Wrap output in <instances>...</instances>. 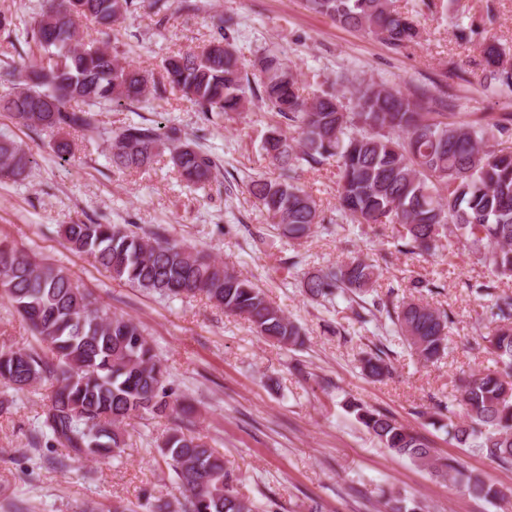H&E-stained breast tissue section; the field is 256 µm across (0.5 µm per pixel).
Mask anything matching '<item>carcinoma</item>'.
Segmentation results:
<instances>
[{
    "label": "carcinoma",
    "instance_id": "obj_1",
    "mask_svg": "<svg viewBox=\"0 0 512 512\" xmlns=\"http://www.w3.org/2000/svg\"><path fill=\"white\" fill-rule=\"evenodd\" d=\"M305 7L336 24L403 48L420 30L396 0H304ZM133 0H47L23 27L34 50L25 64L5 72L0 112L34 131L72 129L101 136L94 106L140 102L171 87L204 112H239L247 93L289 122L297 136L271 125L263 149L281 164L275 180L258 179L249 191L269 223L300 240L321 223L313 196L295 174L304 165L332 159L338 168V203L357 224H397L412 248L431 252L441 240L461 243L486 268L488 281L475 293L491 294L495 283L512 279V152L493 142L512 129L507 116L494 123L448 120L432 111L436 98L411 96L375 82L350 92L323 91L308 99L299 78L276 53L258 64L259 83L242 70L234 47L232 18L218 19V37L199 50L178 52L163 63V81L123 64L107 49L77 38L84 18L110 29ZM488 86L512 88V60L492 38L481 44ZM112 166L140 169L156 158L168 162L188 184L212 180L215 162L177 126L130 123L108 138ZM32 155L0 137V175L20 178ZM68 248L93 258L124 282L159 297L201 295L225 311L245 317L258 335L292 348L303 344L301 328L274 306L250 279L175 240L140 235L112 224H62ZM380 276L378 267L354 257L307 277L312 298L365 294ZM0 297L15 309L46 347L0 351V381L22 391L52 381L50 403L29 436L32 448H61L63 461L118 456L122 426L135 416L179 419L165 366L139 324L99 305L63 266L38 260L0 243ZM496 325L485 341L495 368L468 376L458 403L438 413L439 427L456 444L476 448L512 465V297L494 303ZM397 332L424 362L441 360L447 348L448 316L427 303L402 301L391 317ZM365 376L381 381L391 365L379 354L362 358ZM358 422L394 454L447 477L487 501L504 498L497 486L462 469L456 459L439 458L428 444L395 419L371 406L351 402ZM158 453L175 473L184 501H164L153 512H259L256 502L234 488L236 478L202 438L177 424L162 436Z\"/></svg>",
    "mask_w": 512,
    "mask_h": 512
}]
</instances>
